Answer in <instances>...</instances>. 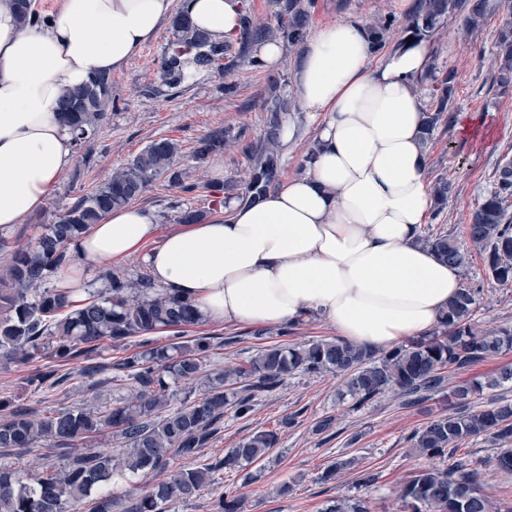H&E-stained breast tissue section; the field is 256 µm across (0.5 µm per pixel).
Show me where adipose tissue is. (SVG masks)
<instances>
[{
    "label": "adipose tissue",
    "mask_w": 512,
    "mask_h": 512,
    "mask_svg": "<svg viewBox=\"0 0 512 512\" xmlns=\"http://www.w3.org/2000/svg\"><path fill=\"white\" fill-rule=\"evenodd\" d=\"M172 3L61 0L50 24L24 29L14 0H0V230L40 210L74 163L64 92L124 66ZM187 5L197 27L238 37L240 0ZM432 55L418 38L376 63L359 22L317 27L295 88L317 124L304 173L164 235L149 210H113L78 241L63 287L136 257L154 286L191 298L207 321L274 326L315 314L371 350L429 334L461 288L460 268L419 242L434 200L416 85Z\"/></svg>",
    "instance_id": "adipose-tissue-1"
}]
</instances>
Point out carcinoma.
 <instances>
[{"label": "carcinoma", "instance_id": "1", "mask_svg": "<svg viewBox=\"0 0 512 512\" xmlns=\"http://www.w3.org/2000/svg\"><path fill=\"white\" fill-rule=\"evenodd\" d=\"M279 10L276 23L257 18L247 3L241 6V31L236 41L216 40L196 28L181 6L171 17L173 40L161 56L159 81L141 90L152 97L173 96L192 77L226 66H246L260 71L264 61L256 46L281 43L288 51L301 46L309 30L316 0H273ZM20 24L41 25L46 18L32 9V0H15ZM490 11V0H413L405 20L393 13L366 25L373 53L391 43L393 33L426 38L450 16L462 18L469 31L481 27ZM494 84L502 95L512 94V18L503 20L495 43ZM194 67L189 72L188 67ZM457 73L433 56L417 91L429 88L424 145L434 132L448 127L453 111ZM112 93V75L94 74L81 87L62 97V112L74 134L75 146L95 135L118 108ZM267 122L259 151H253L245 127L218 126L197 142L193 150L202 161L213 153L236 149L251 156L247 169L224 183L227 199L252 202L273 186L281 172L280 128L290 101L276 94L264 102ZM180 148L173 138L151 141L132 160L86 193L54 213L31 246H13L0 239V357L34 362L47 357L66 363L96 350L103 341L118 347L140 338L142 351L116 364L130 381L131 395L102 409L59 404L47 414L27 407L9 410L0 419V448L30 451L46 447L66 457L63 467H50L34 476L0 467V512H167V505L186 501L214 486L221 472H237L258 463L279 444L274 430H259L228 449L224 456L197 464L199 452L208 447L224 425V410L247 416L259 396L276 391L295 373H333L343 378L341 397L357 406L391 393L405 406L416 405L436 394L448 393L455 408L416 430L414 450L429 459L452 462L422 467L399 490L405 512H493L479 473L469 460L455 457L461 444L489 436L512 441V400L494 396L475 403L483 390L512 383V366L483 381L467 380L449 386L447 372H467L476 365L512 350V325L479 330L474 325L479 289L463 288L450 302L448 312L430 334L413 338L378 353L339 339L316 340L303 346L279 341L261 347L243 363L210 368L211 338L185 339V329L201 322L194 302L154 287L148 275L109 271L107 298L91 295L72 298L71 291L49 286L72 260L70 246L112 210L122 208L163 178L182 194L200 189L191 173L179 165ZM452 184L442 178L432 184L433 219H438ZM512 159L500 162L492 189L469 215L467 236L485 270L501 286L512 285ZM211 211L180 209L177 222L197 224ZM420 242L442 260L461 268L468 263L456 240L438 229ZM158 329L171 332L168 343L148 338ZM191 386L181 400L170 391L167 378ZM69 380L56 370L36 369L29 377L38 391L57 388ZM123 445L124 471L145 481L126 495L114 497L104 487L116 473L115 456L100 449L78 448L75 442L107 434ZM245 499L228 485L210 502L211 512H244ZM324 512H369L357 498L332 501Z\"/></svg>", "mask_w": 512, "mask_h": 512}]
</instances>
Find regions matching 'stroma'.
I'll list each match as a JSON object with an SVG mask.
<instances>
[{"instance_id":"35a3bbf8","label":"stroma","mask_w":512,"mask_h":512,"mask_svg":"<svg viewBox=\"0 0 512 512\" xmlns=\"http://www.w3.org/2000/svg\"><path fill=\"white\" fill-rule=\"evenodd\" d=\"M312 27L339 20L371 22L376 16L392 12L404 15L401 0H316ZM506 16L504 6H497L480 28L465 30L460 20H450L431 38L443 65L457 71L454 115H468L475 121V131L466 135L451 126L436 131L429 149V180L447 178L453 191L439 219L430 221L431 229H445L456 236L462 250H469L465 224L470 212L492 186V177L500 159L512 155V97L498 96L493 87L495 42L497 31ZM171 32L161 25L157 36L138 50L120 70L112 74V91L120 99V108L112 112L107 123L86 149L92 157L90 165L75 161L53 189L43 208L28 216L21 224L1 233L4 238L25 244L41 232L51 214L106 178L112 169L133 158L151 141L170 137L181 141L184 154L181 165L192 167L204 187L191 195L170 190L163 181H155L139 199V206L151 209L160 232L175 229V207L190 204L210 206L220 198L223 181L212 172L214 161L195 165L190 153L199 138L219 125L248 127L253 137L264 130L266 112L263 102L271 89L268 79L281 77L275 89L284 97L291 96L300 65L296 56L281 54L276 67L255 72L241 67L232 71H212L187 82L180 94L168 98H144L139 88L152 80ZM232 83L234 95H225L223 87ZM462 283L479 287L477 318L488 329L512 323V287L501 286L486 275L479 257H472L462 270ZM187 337H211L214 349L211 367L244 362L262 345L255 329L249 325H224L211 322L188 328ZM137 339L112 347L102 343L92 352L93 361L102 366L92 378L78 376L83 358L65 364L72 378L65 392L37 394L28 383L32 365L0 360V399L25 405L45 413L58 402L69 401L88 409L111 403L125 396L129 387L117 384L114 376L117 361L136 353ZM341 380L332 374H295L274 393L259 398L252 413L244 418L225 411L224 428L218 439L200 454V460L224 454L239 440L258 430L277 431L280 440L263 461L234 473L232 480L246 498V512H323L337 497L366 500L370 512H400L396 491L405 478L421 467L427 458L412 454L410 437L434 416L447 412L448 402L442 397L416 406H403L387 395L360 408L341 397ZM294 417L285 425L286 417ZM335 419L333 436L315 434L313 427L322 417ZM498 452L494 439L481 436L464 442L459 453L469 458L481 473L483 489L497 512H512V474L494 469L492 459ZM354 458L352 468L332 480L321 474L336 458ZM375 474L371 484L360 480L362 473ZM291 483L289 495L280 497L275 488Z\"/></svg>"}]
</instances>
